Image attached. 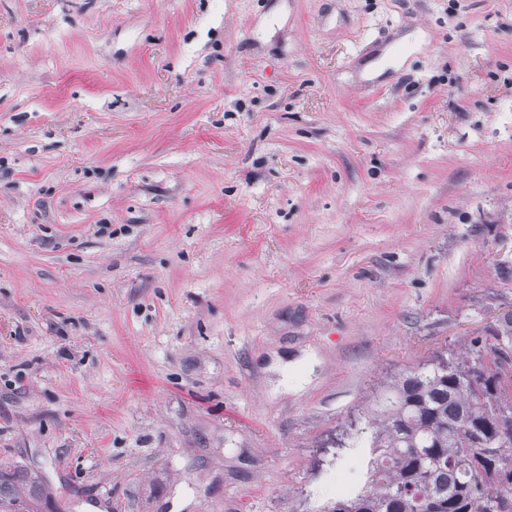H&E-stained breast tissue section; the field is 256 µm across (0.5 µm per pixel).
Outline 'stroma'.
<instances>
[{
    "label": "stroma",
    "mask_w": 512,
    "mask_h": 512,
    "mask_svg": "<svg viewBox=\"0 0 512 512\" xmlns=\"http://www.w3.org/2000/svg\"><path fill=\"white\" fill-rule=\"evenodd\" d=\"M507 314L512 0H0V466L67 512H322Z\"/></svg>",
    "instance_id": "obj_1"
}]
</instances>
